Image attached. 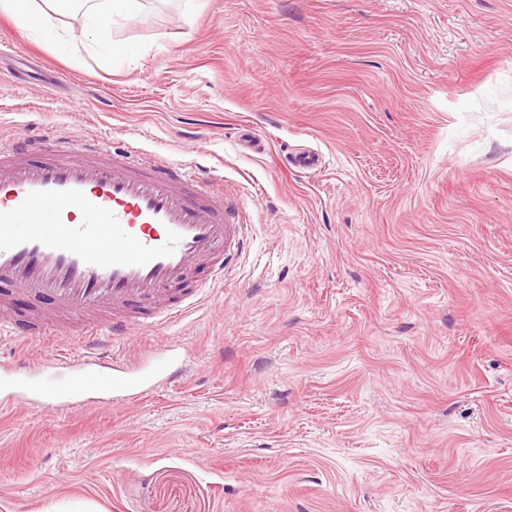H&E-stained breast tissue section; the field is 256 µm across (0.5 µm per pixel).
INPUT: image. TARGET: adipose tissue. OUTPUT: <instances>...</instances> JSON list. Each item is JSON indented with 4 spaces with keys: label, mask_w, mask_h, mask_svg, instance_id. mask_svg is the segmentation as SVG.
Here are the masks:
<instances>
[{
    "label": "adipose tissue",
    "mask_w": 512,
    "mask_h": 512,
    "mask_svg": "<svg viewBox=\"0 0 512 512\" xmlns=\"http://www.w3.org/2000/svg\"><path fill=\"white\" fill-rule=\"evenodd\" d=\"M142 8V0H0L1 13L25 21L27 29L48 33L55 30L61 13L80 11L91 47L116 59L126 50L113 39L114 26L135 20Z\"/></svg>",
    "instance_id": "ef3b65f1"
}]
</instances>
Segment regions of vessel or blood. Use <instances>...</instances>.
<instances>
[{
  "mask_svg": "<svg viewBox=\"0 0 512 512\" xmlns=\"http://www.w3.org/2000/svg\"><path fill=\"white\" fill-rule=\"evenodd\" d=\"M184 164H144L130 150L22 134L0 143V288L48 294L79 354L0 363V404L52 413L132 404L183 380L186 343L128 364L112 342L174 320L209 269L223 279L244 247L242 204L190 192Z\"/></svg>",
  "mask_w": 512,
  "mask_h": 512,
  "instance_id": "obj_1",
  "label": "vessel or blood"
}]
</instances>
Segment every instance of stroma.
I'll return each mask as SVG.
<instances>
[{"label":"stroma","instance_id":"obj_1","mask_svg":"<svg viewBox=\"0 0 512 512\" xmlns=\"http://www.w3.org/2000/svg\"><path fill=\"white\" fill-rule=\"evenodd\" d=\"M143 4L121 64L0 14V141L214 171L245 247L112 349L184 383L0 408V512H512V0Z\"/></svg>","mask_w":512,"mask_h":512}]
</instances>
